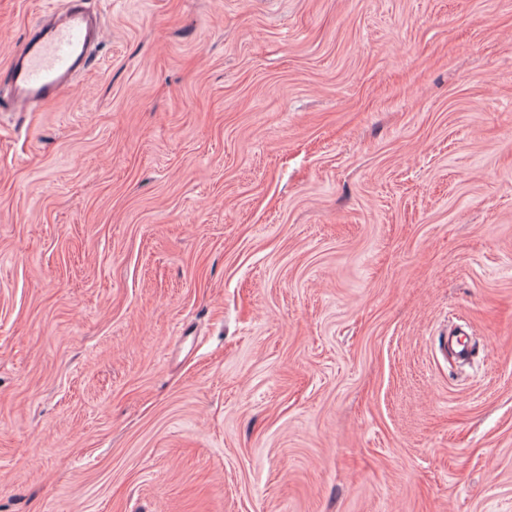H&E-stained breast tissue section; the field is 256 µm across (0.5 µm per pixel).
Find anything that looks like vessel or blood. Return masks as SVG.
<instances>
[{
	"label": "vessel or blood",
	"mask_w": 512,
	"mask_h": 512,
	"mask_svg": "<svg viewBox=\"0 0 512 512\" xmlns=\"http://www.w3.org/2000/svg\"><path fill=\"white\" fill-rule=\"evenodd\" d=\"M98 19L82 0H68L59 18L37 25L9 66L5 82L13 103L37 109L58 100L90 65Z\"/></svg>",
	"instance_id": "obj_1"
}]
</instances>
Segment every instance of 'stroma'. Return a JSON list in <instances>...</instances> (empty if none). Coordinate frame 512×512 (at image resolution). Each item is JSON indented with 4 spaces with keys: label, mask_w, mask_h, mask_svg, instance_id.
<instances>
[{
    "label": "stroma",
    "mask_w": 512,
    "mask_h": 512,
    "mask_svg": "<svg viewBox=\"0 0 512 512\" xmlns=\"http://www.w3.org/2000/svg\"><path fill=\"white\" fill-rule=\"evenodd\" d=\"M90 2L0 109V512H512V0ZM57 19L37 25L9 66L4 81L13 103L31 110L58 100L90 65L98 19L82 0H69Z\"/></svg>",
    "instance_id": "stroma-1"
}]
</instances>
